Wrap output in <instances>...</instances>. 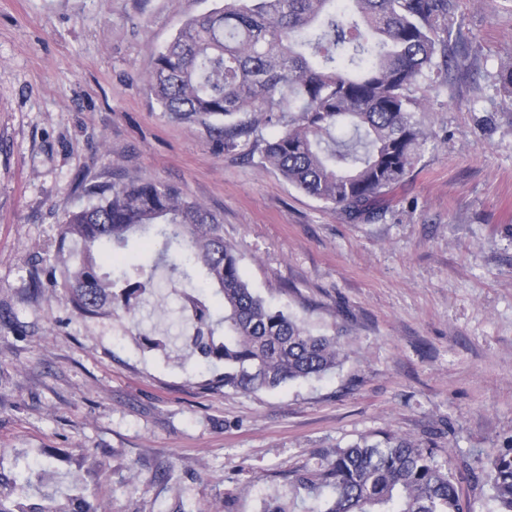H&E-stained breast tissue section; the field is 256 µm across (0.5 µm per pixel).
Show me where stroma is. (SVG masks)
Here are the masks:
<instances>
[{
    "mask_svg": "<svg viewBox=\"0 0 512 512\" xmlns=\"http://www.w3.org/2000/svg\"><path fill=\"white\" fill-rule=\"evenodd\" d=\"M224 0H0V473L44 466L29 502L73 485L112 512H311L302 470L368 438L449 450L472 468L512 448V0H450L446 74L412 88L427 140L374 214L326 208L263 168L280 131L253 113L233 150L220 117L181 122L145 78L191 18ZM162 181L224 222L251 288L338 336L333 373L242 393L182 342L187 283L157 274L132 313L82 317L34 294L89 185ZM168 341L143 348L137 333Z\"/></svg>",
    "mask_w": 512,
    "mask_h": 512,
    "instance_id": "stroma-1",
    "label": "stroma"
}]
</instances>
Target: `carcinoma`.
Returning <instances> with one entry per match:
<instances>
[{
	"label": "carcinoma",
	"instance_id": "1",
	"mask_svg": "<svg viewBox=\"0 0 512 512\" xmlns=\"http://www.w3.org/2000/svg\"><path fill=\"white\" fill-rule=\"evenodd\" d=\"M448 0H224L189 20L159 52L146 78L171 118L222 116L214 135L226 149L252 132L241 119L264 114L283 131L261 164L334 210L382 208L426 140L412 120L410 89L448 72ZM88 203L60 225L49 287L63 289L84 316L135 311L164 268L199 287L184 291L191 354L224 364L219 382L236 392L320 378L345 357L337 336L313 333L271 307L245 281L224 242L223 224L181 188L115 181L87 190ZM146 235V263L120 251ZM489 486L493 512H512V448L488 455L475 473ZM32 475L0 480V512H106L74 487L68 503L28 507ZM298 488L317 512H465L450 461L407 437L339 448Z\"/></svg>",
	"mask_w": 512,
	"mask_h": 512
}]
</instances>
